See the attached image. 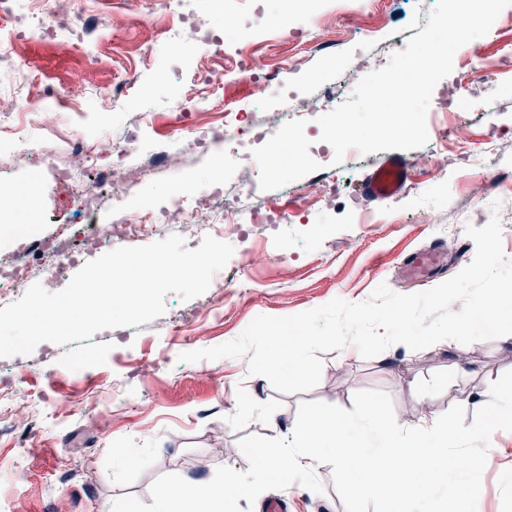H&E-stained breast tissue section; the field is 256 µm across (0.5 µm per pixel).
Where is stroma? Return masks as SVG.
Segmentation results:
<instances>
[{"mask_svg": "<svg viewBox=\"0 0 512 512\" xmlns=\"http://www.w3.org/2000/svg\"><path fill=\"white\" fill-rule=\"evenodd\" d=\"M433 2L186 0L187 10L214 36L247 30L248 51L263 70L278 71L259 108L252 104L258 80L230 77L236 65L230 51L191 49L168 61L155 54L178 23L161 0H143L137 14L125 0H72L75 13L101 22L85 51L64 38L0 46V85L8 84L17 61L41 88L60 91L73 73H86V89L66 113L92 139L121 138L143 117L145 142L169 138L182 122L173 103L196 92L198 74L220 79L215 103L243 112L244 129H268L267 138L250 148L251 165L228 151L217 174L211 152L190 150L165 177L143 182L127 198L129 208L157 209L174 196L190 206L217 180L231 194L256 169L263 175L256 187L261 199L300 212L272 230L255 225L243 235L225 233L224 242L234 248L228 266L243 287L223 290L214 282L190 300L170 293L165 315L152 322L0 358V376L16 387L13 398L0 403V512H110L115 500L127 496L151 503L150 487L164 474L190 481L213 476L221 466L247 471L241 439L274 437L270 420L292 425L305 402L352 409L360 390L389 394L401 423L415 424L456 404L465 408L466 422H473L490 399L491 383L512 370V343L452 340L417 351L395 344L371 359L351 345L323 353L319 384L291 394L250 374L244 358L179 359L235 339L260 315L291 316L336 298L361 302L382 284L399 294L431 289L472 261L475 244L466 226L483 227L494 215L504 253L512 258V181L494 179L491 167L463 159L480 154L494 139L504 160L512 162V6L492 31L456 52L452 73L436 85L426 116L430 143L402 151L411 177L399 196L368 203L358 195L365 173L388 154L362 156L356 167L347 159L335 162L333 147L320 139V109L299 125L273 122L275 110L306 106L317 87L337 88L387 65L395 42H407L427 25ZM283 18L315 29V43L303 48L283 40L277 26ZM163 71L170 82L159 80ZM464 78L470 81V109L449 111V93ZM340 171L351 177L327 198L281 193L284 182H329ZM29 200L27 210L0 215V251L21 244L9 227L29 225L33 247L58 232L59 221L73 209L70 188L49 181L35 187ZM493 202L500 205L495 214L487 209ZM438 244L448 250L446 268L425 281L409 276L405 257ZM219 292L224 305L212 307ZM180 313L190 317L191 326L169 330L170 317ZM79 347L87 352L81 365L72 361ZM493 438L498 452L482 473L477 512H512V432L498 430ZM117 448L129 449L131 464L114 459ZM331 471L326 464L317 472L323 493L294 484L265 491L252 504L239 499L238 505L265 512L267 502L279 496L287 500L288 512H345Z\"/></svg>", "mask_w": 512, "mask_h": 512, "instance_id": "stroma-1", "label": "stroma"}]
</instances>
